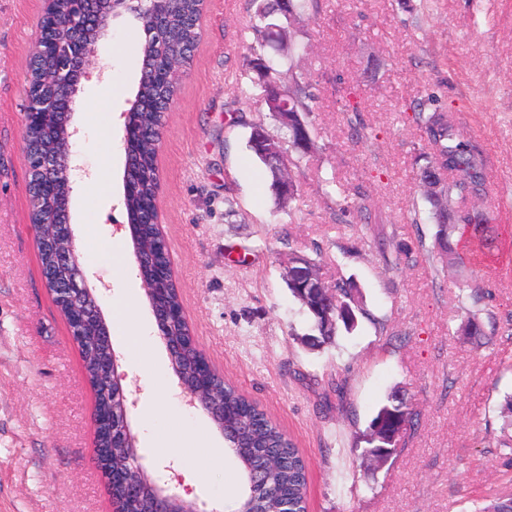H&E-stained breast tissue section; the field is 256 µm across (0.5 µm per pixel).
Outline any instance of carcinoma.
I'll return each instance as SVG.
<instances>
[{
    "label": "carcinoma",
    "mask_w": 512,
    "mask_h": 512,
    "mask_svg": "<svg viewBox=\"0 0 512 512\" xmlns=\"http://www.w3.org/2000/svg\"><path fill=\"white\" fill-rule=\"evenodd\" d=\"M319 0H259L254 20L247 30L255 43L249 45L251 56L247 70L235 78L240 104L251 108L258 101L269 113L276 130L259 116L246 119V112L232 119L231 125L249 129L247 148L264 164L269 177V189L276 209L284 210L295 200L298 186L291 170L300 168L301 162L315 150L312 130L305 116L315 111L317 94L312 84L294 72L295 55L308 51L298 41L299 29L294 21L306 11L318 8ZM204 8V0H175L170 9L158 7L154 11L138 12L134 17L145 33L141 52L150 63L141 67L137 89L132 99L124 178L131 187L123 196L127 214L138 217L156 208L154 187L157 182V148L155 139L162 137L166 113L164 103L174 98L183 66L196 47L200 30L196 22ZM288 66V81H283L282 66ZM339 96L341 111L359 112L360 103L350 96L337 77L332 84ZM421 139L424 142L425 164L420 167L419 180L423 195L430 205V218L436 227L432 253L446 266L462 267L477 253L490 249L495 236L488 219L480 210L468 207V199L479 195L483 185L486 156L458 129L456 113L438 96L430 94L410 106ZM73 125L70 113L60 110L47 112L40 128L24 131L27 162L34 165L41 149L61 150L69 140ZM274 146L283 147L288 154L286 177L288 191L281 189V179L267 163V152ZM55 191L50 200L30 213L35 235L45 243L40 253L41 264L48 273L60 280L69 276V270L52 266V243L57 236V224L66 220L70 205V171L58 170L54 177ZM133 247L149 253L155 264L165 267L169 263V249L158 245V231L143 224L132 237ZM152 291L148 295L151 305L179 313L183 309L175 283L149 279ZM327 294L336 298V304L322 309L319 302L306 298L297 286L288 285L310 320V332L300 341L316 348L327 344L339 329L351 332L358 316L365 315L357 290L349 283L322 282ZM103 325L92 318L82 328L80 353L82 367L94 393V406L107 408L112 414V473L128 472L129 459L138 452L122 436L125 399L112 386L111 366L99 359L107 351L100 344ZM204 353L190 347L172 363L180 381L190 387L203 381L213 395L224 402V426L228 447L232 448L242 477L249 469L260 468L262 482L248 490L254 512H303L306 509V464L286 435L259 407L222 377L211 378L202 371ZM417 416L406 399L394 392L379 407L360 441L365 443L363 456L383 465L397 453L400 439L393 438L400 423L410 424ZM137 485L135 499L124 503L126 512H139L142 503L153 497L158 481L146 471L129 475ZM470 512H512V495L499 497L491 505L473 503Z\"/></svg>",
    "instance_id": "cac0c4a2"
}]
</instances>
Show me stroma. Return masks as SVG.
I'll use <instances>...</instances> for the list:
<instances>
[{
    "label": "stroma",
    "mask_w": 512,
    "mask_h": 512,
    "mask_svg": "<svg viewBox=\"0 0 512 512\" xmlns=\"http://www.w3.org/2000/svg\"><path fill=\"white\" fill-rule=\"evenodd\" d=\"M41 5L0 0V512H112L91 457L93 392L28 218L24 85ZM254 10L252 0H207L158 147L160 230L201 349L304 456L307 512H459L512 491V449L499 443L512 395V0H321L318 14L300 19L313 57L300 72L318 96L308 117L318 149L295 174V224L276 211L247 129L229 124L239 108L230 78L245 66L240 35ZM108 39L118 47L112 74L102 76L95 54L75 110L110 115L119 144L145 34L127 14ZM337 76L359 113L339 111ZM114 79L121 90L110 88ZM431 93L488 158L477 202L496 246L457 270L395 251L399 242L433 241V225L412 221L423 145L408 110ZM125 160L121 152L112 159L113 192L99 197L98 238L87 244L98 251L117 237L124 246V266L86 268L107 319L124 278L138 273L122 204ZM353 187L367 194L370 218L357 211ZM292 250L316 257L326 281L350 282L366 311L353 333L319 350L299 341L308 322L285 281ZM470 282L484 288L483 302L469 298ZM471 314L483 320L484 345L464 333ZM112 349L148 472L200 512H236L243 483L235 459L157 451L196 426L211 446L224 445L205 411L187 405L158 333L143 353L128 355L117 341ZM395 391L418 421L373 469L356 438Z\"/></svg>",
    "instance_id": "35a3bbf8"
}]
</instances>
